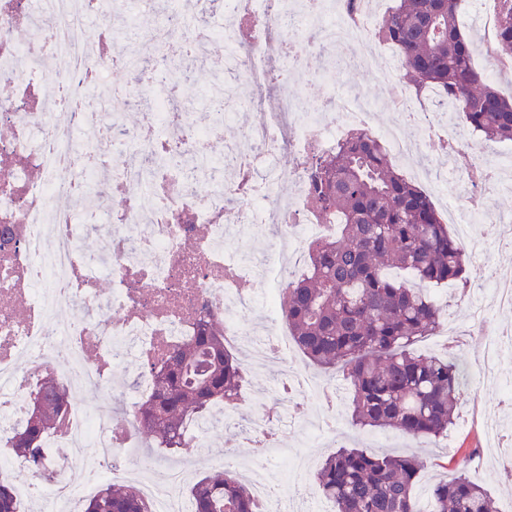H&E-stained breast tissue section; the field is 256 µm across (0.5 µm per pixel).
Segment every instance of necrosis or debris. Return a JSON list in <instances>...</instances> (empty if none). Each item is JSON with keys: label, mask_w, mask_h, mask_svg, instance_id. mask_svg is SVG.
I'll return each instance as SVG.
<instances>
[{"label": "necrosis or debris", "mask_w": 512, "mask_h": 512, "mask_svg": "<svg viewBox=\"0 0 512 512\" xmlns=\"http://www.w3.org/2000/svg\"><path fill=\"white\" fill-rule=\"evenodd\" d=\"M291 2L250 0L257 36L246 40L236 20L241 0H192L191 11L167 12L134 58L117 39L109 56L88 49L82 19L95 0H0V84L11 89L0 97V225L11 232L9 242L0 241V478L15 480L24 469L6 450L45 372L75 389L101 388L117 371L132 372L115 390L117 411L71 408L45 441L52 468L19 481L21 499L68 502L97 493L103 479L131 478L146 512H191L184 469L143 473L145 457L133 440L137 406L154 387L153 364L193 336L203 310L219 316L228 341L240 336L242 311L264 312L266 326L251 331L259 359L288 369L277 389L280 415L253 413L237 442L252 449L257 468L312 391L310 378L293 369L283 330V298L294 277L285 251H305L336 228L312 203L311 163L355 127L397 160L427 150L432 116L447 105L437 93L417 97L397 86L398 120L388 127L347 92L310 107L288 82L305 55L338 51L355 65L383 66L391 78L401 61L378 37L383 14L370 0H359L353 19L343 10L323 17L324 0H299L296 10ZM214 35L224 43V69L206 91L209 111L196 113L175 90L188 61L207 60ZM121 64L132 69L131 80L109 84ZM111 93L142 109L139 124L105 112L101 97ZM236 121L240 138L225 141V124ZM284 152L293 157L289 201L278 191ZM148 154L174 161L157 169L143 163ZM482 167L481 180L453 171L447 177L467 187L468 206L450 212L473 256L485 245L466 227L499 181L493 162ZM250 226L270 233L264 262L229 246ZM90 236L96 245L89 250ZM470 317L486 372L512 346L488 330L486 308L471 304ZM89 443L98 454L87 465L80 454Z\"/></svg>", "instance_id": "4bbe7bcc"}]
</instances>
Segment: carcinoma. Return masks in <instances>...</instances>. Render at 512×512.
Instances as JSON below:
<instances>
[{
    "label": "carcinoma",
    "mask_w": 512,
    "mask_h": 512,
    "mask_svg": "<svg viewBox=\"0 0 512 512\" xmlns=\"http://www.w3.org/2000/svg\"><path fill=\"white\" fill-rule=\"evenodd\" d=\"M495 54L512 61V0H500ZM461 0H400L379 34L402 57L403 81L447 97L471 134L512 142V96L473 64L460 27ZM315 203L336 215L339 237L309 247L307 271L288 284L285 319L316 366L352 387L350 426L394 429L433 441L448 435L461 396L456 361L414 346L441 325L430 288L470 282L467 257L428 195L389 163L382 145L356 130L311 170ZM152 394L137 407L139 429L158 448L183 449L188 421L239 394L245 369L224 347L217 315H200L195 336L154 364ZM26 420L10 439L13 458L35 471L50 464L44 442L71 408L66 387L47 372L29 394ZM422 461L340 446L316 472L336 512H416ZM194 512H255L234 471L216 469L190 488ZM433 512H496L481 485L458 475L434 484ZM0 512H21L13 484L0 479ZM83 512H144L129 487L102 484Z\"/></svg>",
    "instance_id": "cac0c4a2"
}]
</instances>
